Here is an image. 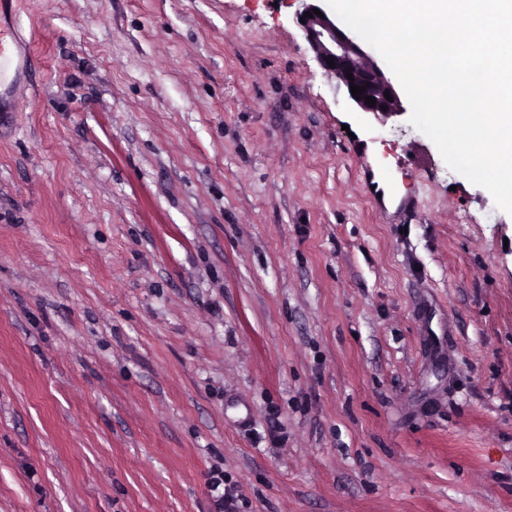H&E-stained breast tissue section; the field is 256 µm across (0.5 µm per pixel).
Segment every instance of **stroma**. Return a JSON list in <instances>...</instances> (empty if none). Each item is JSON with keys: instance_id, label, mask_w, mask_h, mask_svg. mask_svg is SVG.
I'll list each match as a JSON object with an SVG mask.
<instances>
[{"instance_id": "obj_1", "label": "stroma", "mask_w": 512, "mask_h": 512, "mask_svg": "<svg viewBox=\"0 0 512 512\" xmlns=\"http://www.w3.org/2000/svg\"><path fill=\"white\" fill-rule=\"evenodd\" d=\"M297 8L19 0L0 512H512V214ZM313 8L319 9L324 18L316 15ZM307 12H310L313 18L304 17V13ZM301 18H305V23H301ZM297 20L319 64L345 87L348 104L354 106L359 112L374 116L388 117L403 112L395 84L385 76L361 45L342 30L321 6L303 3ZM328 59H333V66L328 65ZM348 73H352L354 77L353 85L360 88L366 87V91H363L359 100L351 94ZM386 90H389L392 102L384 96ZM365 96L375 98V107L365 103ZM381 105L386 106V111L381 109ZM208 484L210 492L217 493L212 495L214 509L219 512H233L235 509L234 496L230 487L226 488V484H224V471L219 469L212 470ZM221 486L222 492L220 490Z\"/></svg>"}]
</instances>
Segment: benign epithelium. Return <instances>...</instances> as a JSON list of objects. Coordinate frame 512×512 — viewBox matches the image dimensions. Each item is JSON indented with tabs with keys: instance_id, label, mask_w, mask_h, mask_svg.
<instances>
[{
	"instance_id": "1",
	"label": "benign epithelium",
	"mask_w": 512,
	"mask_h": 512,
	"mask_svg": "<svg viewBox=\"0 0 512 512\" xmlns=\"http://www.w3.org/2000/svg\"><path fill=\"white\" fill-rule=\"evenodd\" d=\"M314 3H305L298 18L305 19L301 29L310 44L322 68L335 76L345 87L348 104L364 114L387 117L403 112L397 87L388 79L378 64L364 51L361 45L342 30L329 16L322 17L313 13ZM310 12L313 17H304ZM333 60L328 65L327 60ZM352 74L354 81H349L347 74ZM366 88L359 98L351 94L350 85ZM389 92L391 99H386L384 92ZM375 98V106L365 103V97ZM386 109H381V106Z\"/></svg>"
}]
</instances>
